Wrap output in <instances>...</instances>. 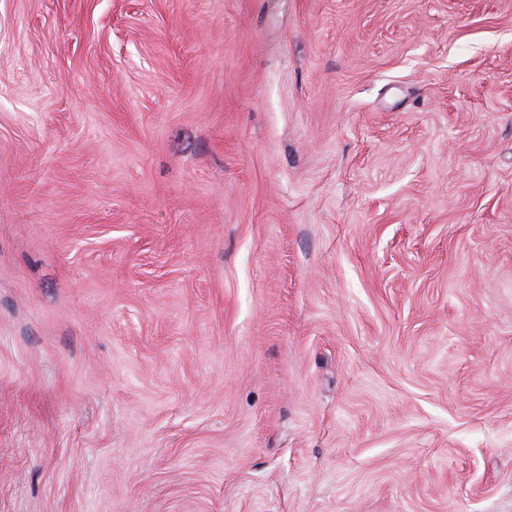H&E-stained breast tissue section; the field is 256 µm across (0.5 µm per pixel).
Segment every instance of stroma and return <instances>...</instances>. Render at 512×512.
Wrapping results in <instances>:
<instances>
[{
  "label": "stroma",
  "instance_id": "stroma-1",
  "mask_svg": "<svg viewBox=\"0 0 512 512\" xmlns=\"http://www.w3.org/2000/svg\"><path fill=\"white\" fill-rule=\"evenodd\" d=\"M0 512H512V0H0Z\"/></svg>",
  "mask_w": 512,
  "mask_h": 512
}]
</instances>
